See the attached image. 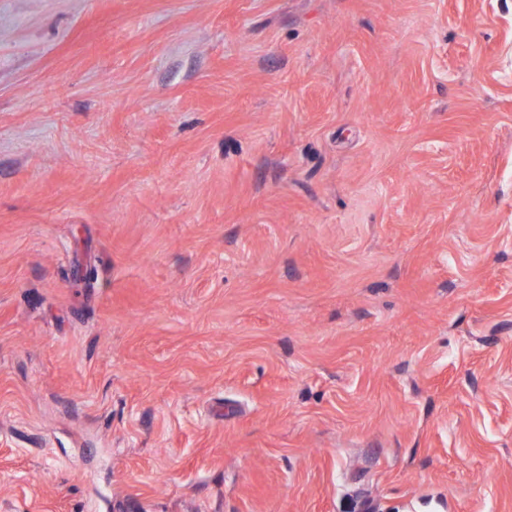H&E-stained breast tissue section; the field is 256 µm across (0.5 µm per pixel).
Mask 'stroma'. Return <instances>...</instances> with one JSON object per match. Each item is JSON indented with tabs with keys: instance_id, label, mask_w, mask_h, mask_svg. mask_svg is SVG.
<instances>
[{
	"instance_id": "35a3bbf8",
	"label": "stroma",
	"mask_w": 512,
	"mask_h": 512,
	"mask_svg": "<svg viewBox=\"0 0 512 512\" xmlns=\"http://www.w3.org/2000/svg\"><path fill=\"white\" fill-rule=\"evenodd\" d=\"M0 512H512V0H0Z\"/></svg>"
}]
</instances>
